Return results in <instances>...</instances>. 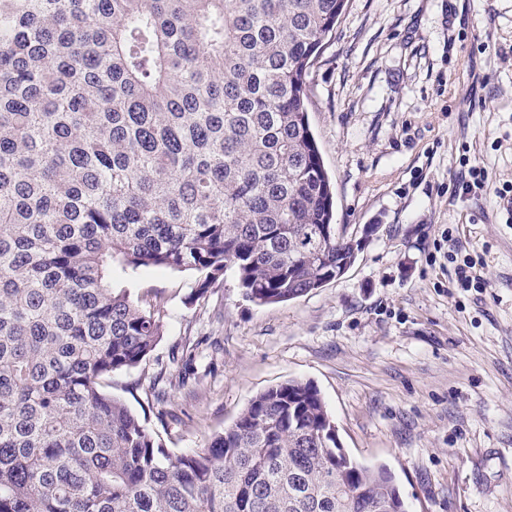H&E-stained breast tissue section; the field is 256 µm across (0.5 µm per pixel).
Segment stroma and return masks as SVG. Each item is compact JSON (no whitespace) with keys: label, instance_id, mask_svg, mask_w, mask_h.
<instances>
[{"label":"stroma","instance_id":"1","mask_svg":"<svg viewBox=\"0 0 512 512\" xmlns=\"http://www.w3.org/2000/svg\"><path fill=\"white\" fill-rule=\"evenodd\" d=\"M308 83L355 263L264 306L231 269L191 302L194 275L114 266L164 335L112 392L136 412L159 403L150 425L182 452L265 389L309 381L346 451L386 465L414 512H512V218L494 193L449 190L468 161L512 183V0H349ZM452 237L486 290L453 288ZM188 344L187 383L159 379Z\"/></svg>","mask_w":512,"mask_h":512}]
</instances>
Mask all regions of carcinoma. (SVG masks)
Returning <instances> with one entry per match:
<instances>
[{"mask_svg": "<svg viewBox=\"0 0 512 512\" xmlns=\"http://www.w3.org/2000/svg\"><path fill=\"white\" fill-rule=\"evenodd\" d=\"M346 6L0 0V512H410L308 381L178 454L106 390L163 336L114 264L267 305L354 263L307 109Z\"/></svg>", "mask_w": 512, "mask_h": 512, "instance_id": "cac0c4a2", "label": "carcinoma"}]
</instances>
